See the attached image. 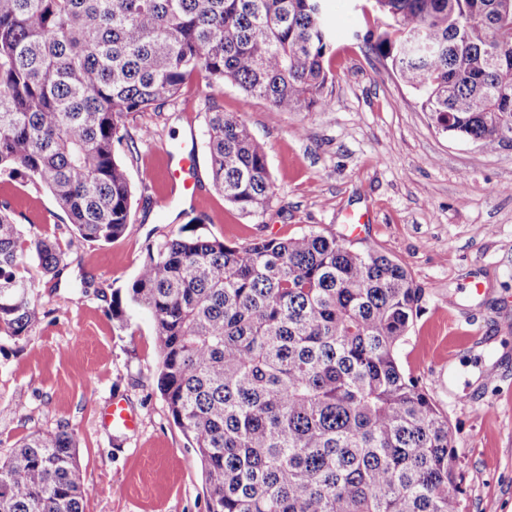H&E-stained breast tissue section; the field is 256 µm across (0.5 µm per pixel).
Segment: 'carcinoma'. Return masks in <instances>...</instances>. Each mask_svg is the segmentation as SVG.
Segmentation results:
<instances>
[{
  "label": "carcinoma",
  "instance_id": "carcinoma-1",
  "mask_svg": "<svg viewBox=\"0 0 512 512\" xmlns=\"http://www.w3.org/2000/svg\"><path fill=\"white\" fill-rule=\"evenodd\" d=\"M355 33L391 62L441 133L512 149V0H372ZM422 36L426 52L411 46ZM335 38L321 0H0V176L47 189L71 225L28 238L0 203V330L29 335L36 263L131 223L124 119L195 75L274 112L324 109ZM209 174L242 215L275 198L267 151L209 106ZM423 290L366 243L309 231L227 244L185 224L126 292L154 320L158 385L192 443L206 512H464L448 415L404 375L397 347ZM76 441L36 431L0 458V512H85Z\"/></svg>",
  "mask_w": 512,
  "mask_h": 512
}]
</instances>
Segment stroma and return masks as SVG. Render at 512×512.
Segmentation results:
<instances>
[{
	"mask_svg": "<svg viewBox=\"0 0 512 512\" xmlns=\"http://www.w3.org/2000/svg\"><path fill=\"white\" fill-rule=\"evenodd\" d=\"M324 11L335 33L328 108L277 114L231 83L196 76L162 109L128 116L134 143L121 159L134 194L124 235L69 254L62 277L31 269L40 319L25 337L0 332V455L32 432L67 427L85 512H204L198 457L158 389L152 317L134 306L112 315L113 291L133 281L148 247L185 224L236 245L353 233L400 263L423 298L399 364L448 416L466 512H512V149L487 153L439 133L390 61L354 39L365 21L352 0H324ZM213 102L266 146L276 198L262 215L243 216L211 183ZM183 143L200 165L193 201L169 183L168 152ZM1 202L26 234L68 239L44 188L0 177ZM116 396L135 428L101 421Z\"/></svg>",
	"mask_w": 512,
	"mask_h": 512,
	"instance_id": "1",
	"label": "stroma"
}]
</instances>
